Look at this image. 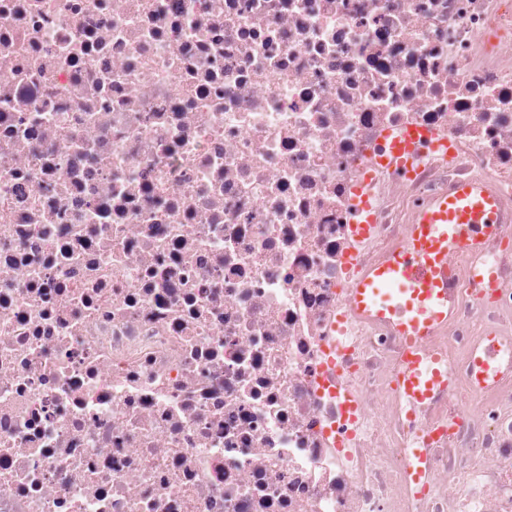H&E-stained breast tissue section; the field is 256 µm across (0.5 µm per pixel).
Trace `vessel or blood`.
Masks as SVG:
<instances>
[{"label": "vessel or blood", "instance_id": "1", "mask_svg": "<svg viewBox=\"0 0 512 512\" xmlns=\"http://www.w3.org/2000/svg\"><path fill=\"white\" fill-rule=\"evenodd\" d=\"M389 139L390 153L382 157V164L412 165L418 131L393 133ZM500 222L496 202L477 183L457 184L449 196L436 199L418 214L401 250L355 283L351 299L354 312L394 320L402 335L421 340L432 327L446 321L451 310L449 256L462 249L480 254L484 242L497 234ZM507 365L512 366L511 344L475 353L471 363L475 387L490 384ZM445 376L435 360L419 352L401 376L403 395L423 400L444 386Z\"/></svg>", "mask_w": 512, "mask_h": 512}]
</instances>
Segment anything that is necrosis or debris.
I'll return each mask as SVG.
<instances>
[{
	"mask_svg": "<svg viewBox=\"0 0 512 512\" xmlns=\"http://www.w3.org/2000/svg\"><path fill=\"white\" fill-rule=\"evenodd\" d=\"M462 181L495 283L450 257L410 406L352 286ZM503 342L512 0H0V512H512ZM424 136L414 129H408L402 133H388L391 157H379L377 163L380 165L391 163L404 166L412 165L416 158L415 144ZM507 365L512 366L511 344H500L493 350L475 353L471 363V376L475 387L480 389L490 384ZM419 353L412 356L402 374L400 383L403 387L402 395L409 399L420 401L433 395L438 389L444 387L448 380L446 371L437 366V361L430 359L425 350L418 349Z\"/></svg>",
	"mask_w": 512,
	"mask_h": 512,
	"instance_id": "obj_1",
	"label": "necrosis or debris"
}]
</instances>
